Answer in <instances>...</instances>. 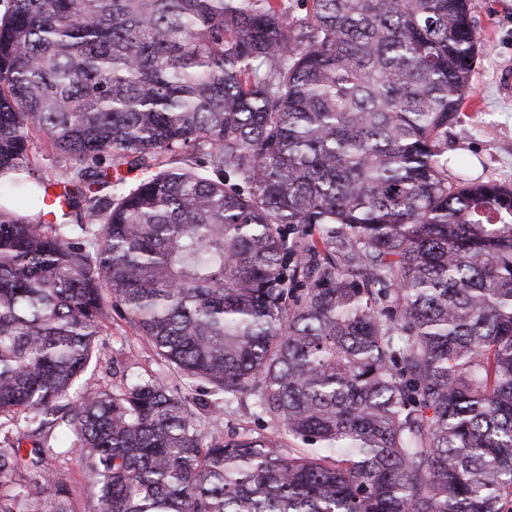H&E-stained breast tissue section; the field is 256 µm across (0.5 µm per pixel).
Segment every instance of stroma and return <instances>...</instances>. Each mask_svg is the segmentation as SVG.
Returning a JSON list of instances; mask_svg holds the SVG:
<instances>
[{
    "label": "stroma",
    "instance_id": "obj_1",
    "mask_svg": "<svg viewBox=\"0 0 512 512\" xmlns=\"http://www.w3.org/2000/svg\"><path fill=\"white\" fill-rule=\"evenodd\" d=\"M470 15L477 32L478 54L464 114L448 128V174L456 176L458 162L465 161L472 177L512 186V0H470ZM117 368L131 379L162 377L171 390L198 404L205 436L275 431L251 399L222 403L207 386L171 373L153 346L130 326L123 312L116 310L97 338L92 361L75 393L111 389L112 373Z\"/></svg>",
    "mask_w": 512,
    "mask_h": 512
}]
</instances>
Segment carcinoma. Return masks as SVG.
I'll use <instances>...</instances> for the list:
<instances>
[{"instance_id":"carcinoma-1","label":"carcinoma","mask_w":512,"mask_h":512,"mask_svg":"<svg viewBox=\"0 0 512 512\" xmlns=\"http://www.w3.org/2000/svg\"><path fill=\"white\" fill-rule=\"evenodd\" d=\"M300 2L8 0L0 512H73L66 456L89 512H512V188L448 181L469 0ZM114 302L277 434L207 441L158 377L61 405ZM71 473V502L76 512H85L87 510V498L89 497V482L76 461H69Z\"/></svg>"}]
</instances>
